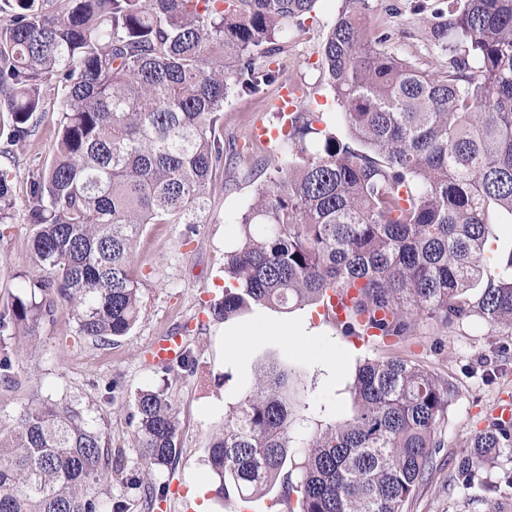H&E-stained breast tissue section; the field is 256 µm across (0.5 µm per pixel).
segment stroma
Segmentation results:
<instances>
[{"mask_svg":"<svg viewBox=\"0 0 512 512\" xmlns=\"http://www.w3.org/2000/svg\"><path fill=\"white\" fill-rule=\"evenodd\" d=\"M439 0H369L363 24L387 30L388 50L437 69L446 58L427 41L421 18L432 17ZM341 0H319L314 18L293 28L279 59L283 82L302 88L330 112L338 136H345L342 109L329 94L318 61ZM279 92L231 96L224 105V141L248 145L247 157L227 155L216 183V198L206 224L190 245H182L181 224H151L141 236L135 261L148 277L141 288L142 314L128 336L106 344L77 335L74 320L58 315L35 348L21 360L29 386L58 399L78 397L93 422L107 426L113 447L122 449L120 474L102 483L105 497L125 500L127 512H141L142 489L127 484V473L142 460L128 422L138 391L168 383L176 400L181 458L175 470H156L148 480L171 489L159 512H264V501L243 510L237 498H218L207 462L212 435L224 425L228 405L251 386L262 367L278 364L294 372L299 401L312 421L328 423L352 413L350 387L356 368L367 358L393 354L413 358L455 387L448 415L438 430L440 448L404 512H485L470 493L449 482L454 460L476 430L489 425L502 396L512 395V328L473 319L444 327L416 320L395 348L360 343L340 326L301 307L288 313L259 309L218 323L201 311L203 301L224 284V250L233 227L256 196L255 165L269 150L253 138L256 123L275 124L272 100ZM55 138L53 115H46L28 145L13 157L15 205L13 228L0 240V304L20 294L23 277L38 276L26 239L27 185L47 161ZM181 337L197 358V371H164L154 360L155 341Z\"/></svg>","mask_w":512,"mask_h":512,"instance_id":"35a3bbf8","label":"stroma"}]
</instances>
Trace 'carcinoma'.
I'll use <instances>...</instances> for the list:
<instances>
[{
    "label": "carcinoma",
    "mask_w": 512,
    "mask_h": 512,
    "mask_svg": "<svg viewBox=\"0 0 512 512\" xmlns=\"http://www.w3.org/2000/svg\"><path fill=\"white\" fill-rule=\"evenodd\" d=\"M319 0H0V138L10 155L57 90L50 161L27 188L28 239L43 275L0 307V384L22 386V354L60 313L108 343L142 309L136 245L149 224H184V244L224 172V104L278 81L290 25ZM321 50L330 118L300 105L273 149V173L224 251V289L204 303L226 322L259 308L321 306L355 291L346 336L401 338L417 317L477 316L512 327V254L488 256L490 206L512 215V0H449L428 27L439 70L380 48L361 25L368 0H342ZM15 174L0 164V240ZM453 388L420 362L367 359L353 415L308 424L286 368L271 367L210 440L216 492L274 512H404L425 478ZM145 470L179 463L169 390L146 389L128 413ZM108 432L81 404L32 390L0 415V512H126L103 498ZM488 512H512V423L477 432L450 475ZM169 487L147 484L143 512Z\"/></svg>",
    "instance_id": "1"
}]
</instances>
